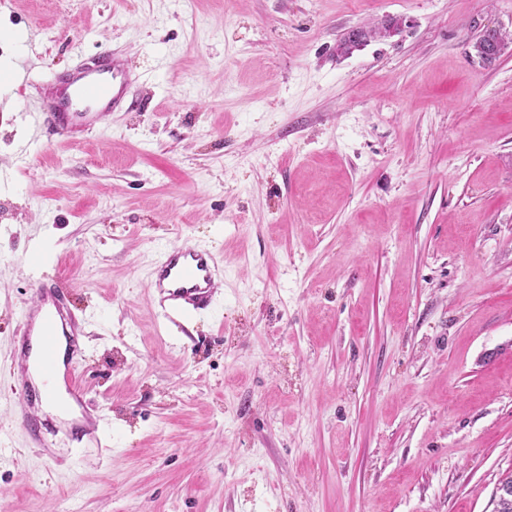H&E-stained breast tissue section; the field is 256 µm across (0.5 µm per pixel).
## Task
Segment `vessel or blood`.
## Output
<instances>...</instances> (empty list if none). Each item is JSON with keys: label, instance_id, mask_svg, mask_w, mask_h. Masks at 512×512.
Returning a JSON list of instances; mask_svg holds the SVG:
<instances>
[{"label": "vessel or blood", "instance_id": "b4317fda", "mask_svg": "<svg viewBox=\"0 0 512 512\" xmlns=\"http://www.w3.org/2000/svg\"><path fill=\"white\" fill-rule=\"evenodd\" d=\"M133 83L121 57L105 51L90 63L79 65L62 76H49L38 85V121L60 141L71 142L99 131L111 112L127 101ZM222 268L219 255L190 239L159 250L150 273L149 286L165 320L192 321L211 314ZM33 301L23 310L14 332L15 363L22 381L20 423L34 443L46 446L54 428H38L34 414L39 392L34 374L61 377L71 399L85 405V393L77 383L83 351L81 330L71 311L67 290L49 273L34 283Z\"/></svg>", "mask_w": 512, "mask_h": 512}]
</instances>
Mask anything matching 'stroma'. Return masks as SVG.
Instances as JSON below:
<instances>
[{
    "label": "stroma",
    "instance_id": "obj_1",
    "mask_svg": "<svg viewBox=\"0 0 512 512\" xmlns=\"http://www.w3.org/2000/svg\"><path fill=\"white\" fill-rule=\"evenodd\" d=\"M401 32L351 54L343 34ZM512 0H8L0 60L111 49L131 107L67 144L0 70V512H494L512 471ZM39 141L28 161L20 149ZM223 257L190 334L149 288ZM70 286L112 432L18 423L15 313ZM508 40L512 41V35L484 31L475 39L472 47L483 63L491 65L504 54ZM222 268L219 255L192 242L160 249L150 273L149 288L165 320L204 318L211 314Z\"/></svg>",
    "mask_w": 512,
    "mask_h": 512
}]
</instances>
